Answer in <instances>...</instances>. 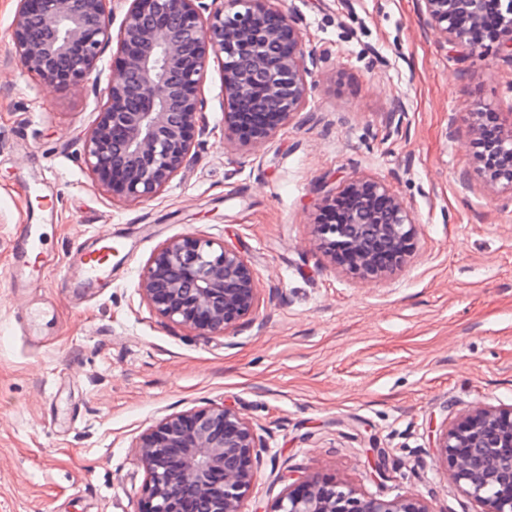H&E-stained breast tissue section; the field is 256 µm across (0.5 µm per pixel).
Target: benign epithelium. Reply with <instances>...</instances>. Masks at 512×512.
Masks as SVG:
<instances>
[{"label":"benign epithelium","mask_w":512,"mask_h":512,"mask_svg":"<svg viewBox=\"0 0 512 512\" xmlns=\"http://www.w3.org/2000/svg\"><path fill=\"white\" fill-rule=\"evenodd\" d=\"M11 40L28 73L78 89L116 42L118 78L105 90L84 140V160L104 191L126 201L158 196L205 133L202 85L211 63L222 71L224 140L258 148L303 111L314 87L303 35L284 12L254 0H224L203 16L199 0H127L112 35V0H16ZM422 15L444 43L478 54L495 42L512 58V0H421ZM470 114L474 171L491 189L512 190V113ZM347 204L338 222H313L315 245L330 264L364 281L407 263L415 235L411 208L383 181L352 177L327 194L320 211ZM141 297L161 317L197 333L230 334L261 299L254 269L238 250L195 235L165 242L139 279ZM262 439L233 407L170 414L136 440L147 474L138 512H244ZM434 448L453 483L481 512H512V405L477 403L445 424ZM272 512H432L420 497L385 498L337 482L286 488Z\"/></svg>","instance_id":"1"}]
</instances>
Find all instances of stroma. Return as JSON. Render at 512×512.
<instances>
[{
  "mask_svg": "<svg viewBox=\"0 0 512 512\" xmlns=\"http://www.w3.org/2000/svg\"><path fill=\"white\" fill-rule=\"evenodd\" d=\"M261 3L288 13L319 61L306 109L259 149L225 147L211 65L208 132L188 167L127 203L83 156L115 46L80 92L61 90L13 60L16 0H0V512H137L138 436L221 404L265 442L246 512H272L312 478L480 512L433 445L470 405H512V193L458 178L470 112H512V59L494 44L470 56L439 43L419 0ZM357 173L385 181L417 221L408 264L378 281L332 268L312 244L325 191ZM23 224L44 225L56 264L14 288ZM192 233L244 254L263 290L229 335H196L139 294L151 255ZM107 234L131 239L129 254L72 297L71 252Z\"/></svg>",
  "mask_w": 512,
  "mask_h": 512,
  "instance_id": "1",
  "label": "stroma"
}]
</instances>
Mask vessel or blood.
Returning <instances> with one entry per match:
<instances>
[{
	"mask_svg": "<svg viewBox=\"0 0 512 512\" xmlns=\"http://www.w3.org/2000/svg\"><path fill=\"white\" fill-rule=\"evenodd\" d=\"M42 235L41 225H24L11 267L10 277L14 282L25 283L37 276V261L43 249ZM125 250L122 240L109 237L77 248L69 263L72 270L69 288L76 294L91 293L110 276L114 259Z\"/></svg>",
	"mask_w": 512,
	"mask_h": 512,
	"instance_id": "vessel-or-blood-1",
	"label": "vessel or blood"
}]
</instances>
